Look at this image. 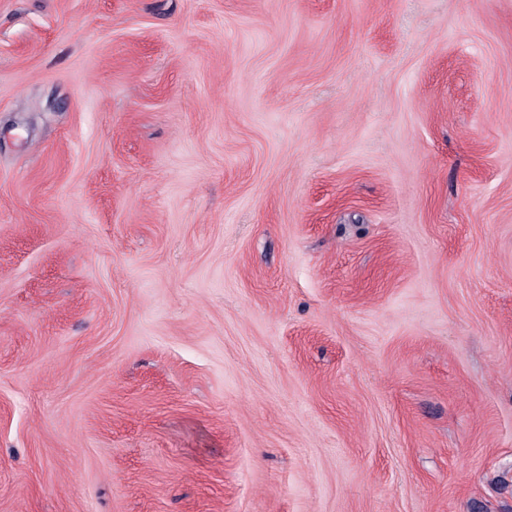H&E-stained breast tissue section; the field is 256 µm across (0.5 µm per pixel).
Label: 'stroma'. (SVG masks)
Listing matches in <instances>:
<instances>
[{
    "instance_id": "35a3bbf8",
    "label": "stroma",
    "mask_w": 512,
    "mask_h": 512,
    "mask_svg": "<svg viewBox=\"0 0 512 512\" xmlns=\"http://www.w3.org/2000/svg\"><path fill=\"white\" fill-rule=\"evenodd\" d=\"M0 512H512V0H0Z\"/></svg>"
}]
</instances>
